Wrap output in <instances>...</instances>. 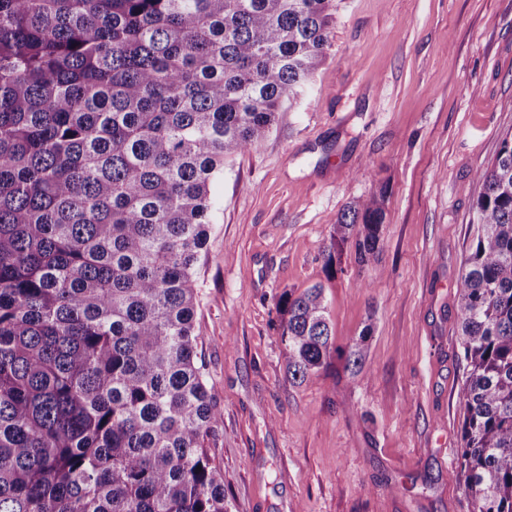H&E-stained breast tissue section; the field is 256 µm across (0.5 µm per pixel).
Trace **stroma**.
<instances>
[{
    "mask_svg": "<svg viewBox=\"0 0 512 512\" xmlns=\"http://www.w3.org/2000/svg\"><path fill=\"white\" fill-rule=\"evenodd\" d=\"M328 56L210 186L195 331L230 512H469L457 282L479 170L512 130V0H336ZM383 195L371 266L323 249ZM324 288L334 350L289 382L282 294ZM371 328L365 367L348 347Z\"/></svg>",
    "mask_w": 512,
    "mask_h": 512,
    "instance_id": "stroma-1",
    "label": "stroma"
}]
</instances>
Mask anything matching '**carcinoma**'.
Wrapping results in <instances>:
<instances>
[{
  "label": "carcinoma",
  "instance_id": "cac0c4a2",
  "mask_svg": "<svg viewBox=\"0 0 512 512\" xmlns=\"http://www.w3.org/2000/svg\"><path fill=\"white\" fill-rule=\"evenodd\" d=\"M335 0H0V512H228L195 333L209 186L326 56ZM458 282L470 512H512V131L477 172ZM383 200L350 205L375 256ZM327 365L323 287L277 304ZM371 328L349 346L359 369Z\"/></svg>",
  "mask_w": 512,
  "mask_h": 512
}]
</instances>
